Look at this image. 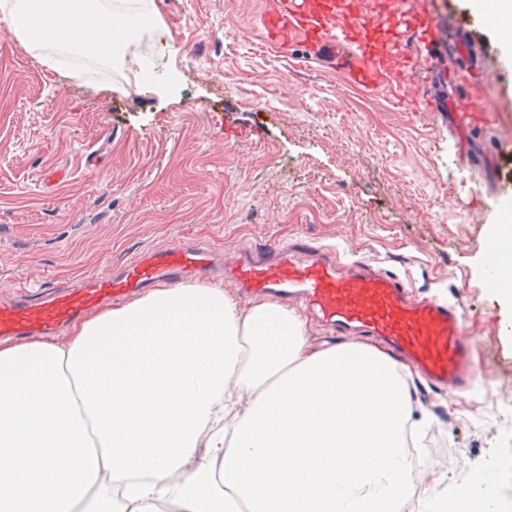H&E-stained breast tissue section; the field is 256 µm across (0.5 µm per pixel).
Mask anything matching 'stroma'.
Here are the masks:
<instances>
[{"instance_id": "35a3bbf8", "label": "stroma", "mask_w": 512, "mask_h": 512, "mask_svg": "<svg viewBox=\"0 0 512 512\" xmlns=\"http://www.w3.org/2000/svg\"><path fill=\"white\" fill-rule=\"evenodd\" d=\"M154 79L129 67L51 69L0 22V291L107 272L141 249L193 240L228 250L299 233L460 300L476 386L411 381L428 428L426 477L477 472L512 448V310L485 280L484 244L512 208V83L481 106L500 126L465 135L400 91H365L298 47L270 45L271 0H154ZM477 71L512 64L482 0H434ZM455 464H448V451Z\"/></svg>"}]
</instances>
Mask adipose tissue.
I'll list each match as a JSON object with an SVG mask.
<instances>
[{"label":"adipose tissue","mask_w":512,"mask_h":512,"mask_svg":"<svg viewBox=\"0 0 512 512\" xmlns=\"http://www.w3.org/2000/svg\"><path fill=\"white\" fill-rule=\"evenodd\" d=\"M154 0H0L23 44L102 57ZM401 371L348 343L315 350L291 310L223 289L154 288L74 326L0 344V512H403L414 490ZM496 459L433 478L419 512H498Z\"/></svg>","instance_id":"1"}]
</instances>
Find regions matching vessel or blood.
<instances>
[{"label":"vessel or blood","mask_w":512,"mask_h":512,"mask_svg":"<svg viewBox=\"0 0 512 512\" xmlns=\"http://www.w3.org/2000/svg\"><path fill=\"white\" fill-rule=\"evenodd\" d=\"M395 11L404 23L392 33L389 50L376 48L370 36L371 23L385 16L378 0H363L360 9L341 19L335 0H274L263 24L272 45L294 35L311 58L364 89L403 83L405 70L423 60L429 63L430 81L444 80L437 61L448 42L446 26L432 16L426 0H396ZM506 76L503 70L478 79L462 72L468 106L461 112H451L428 83L401 102L412 110L450 112L452 125L481 131L492 115L476 103L486 86ZM219 268L241 294L300 303L338 335L366 337L436 391L470 388L473 347L460 302L415 295L397 274L299 234L281 245L255 246L229 257L206 246L175 243L140 251L118 272L93 277L79 288L15 293L0 301V337L53 333L106 301L202 279Z\"/></svg>","instance_id":"vessel-or-blood-1"}]
</instances>
